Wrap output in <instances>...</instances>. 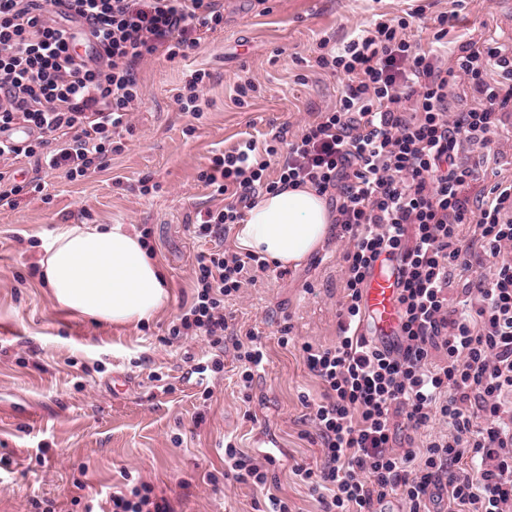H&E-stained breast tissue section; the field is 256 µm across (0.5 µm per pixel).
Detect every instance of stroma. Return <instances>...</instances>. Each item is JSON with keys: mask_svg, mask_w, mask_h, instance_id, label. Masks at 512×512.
I'll list each match as a JSON object with an SVG mask.
<instances>
[{"mask_svg": "<svg viewBox=\"0 0 512 512\" xmlns=\"http://www.w3.org/2000/svg\"><path fill=\"white\" fill-rule=\"evenodd\" d=\"M224 27L203 36L181 64L150 58L138 67L144 96L122 132L123 152L106 170L72 182L41 174L12 208H0V512L100 508L125 480L149 485L170 512H263L266 496L224 476L234 444L266 465L291 512H322L317 493L293 470L319 467L322 453L309 406L319 380L289 333L323 346L339 338L343 256L348 239L331 236L298 268L271 266L225 300L224 370L190 368L208 351L200 337L169 343L182 305L194 294L196 259L216 244L196 238L198 210L222 205L198 180L211 157L245 138L275 140L280 154L335 105L342 80L313 67L321 42L342 47L378 15H404L413 0H221ZM430 15L455 14L449 50L484 36L512 46V0H431ZM211 72L201 119L179 112L184 73ZM258 87L247 105L235 88ZM150 179L157 191L142 194ZM60 224L150 228L153 259L171 289L167 307L136 325L99 324L60 308L36 270ZM257 334L266 356L244 389L233 340ZM210 399H203V392Z\"/></svg>", "mask_w": 512, "mask_h": 512, "instance_id": "obj_1", "label": "stroma"}]
</instances>
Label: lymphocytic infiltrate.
Wrapping results in <instances>:
<instances>
[{
  "mask_svg": "<svg viewBox=\"0 0 512 512\" xmlns=\"http://www.w3.org/2000/svg\"><path fill=\"white\" fill-rule=\"evenodd\" d=\"M409 17L377 19L342 50L320 43L315 64L343 75L336 105L320 112L269 177L275 145L254 140L214 155L200 180L223 208L195 222L200 237L223 239L260 193L311 186L329 196L335 223L352 247L344 260L336 345L302 342L300 354L324 399L311 413L324 461L295 475L318 492L323 512H376L399 498L407 512H512V185L476 188L464 147L498 160L494 142L512 109V46L471 39L446 52L448 18L438 15L433 45L405 36ZM83 22L99 49L79 59L73 25ZM224 25L218 0H0V133L24 127L23 146L0 142V207L23 191V162L75 181L122 152L143 88L137 66L184 59L203 35ZM470 97L458 113L448 90ZM494 258L474 275L475 249ZM384 255L402 262L397 302L401 334L392 344L359 334L366 278ZM254 254L200 255L195 294L170 329L174 339L204 337L211 357L192 366L224 369L225 297L266 270ZM460 285L462 309L448 291ZM441 363H434V355ZM448 427L420 448L392 446L399 427L433 418ZM227 475L265 490L268 512H289L267 470L226 444Z\"/></svg>",
  "mask_w": 512,
  "mask_h": 512,
  "instance_id": "lymphocytic-infiltrate-1",
  "label": "lymphocytic infiltrate"
}]
</instances>
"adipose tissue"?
<instances>
[{"mask_svg": "<svg viewBox=\"0 0 512 512\" xmlns=\"http://www.w3.org/2000/svg\"><path fill=\"white\" fill-rule=\"evenodd\" d=\"M335 219L312 187L260 195L234 229L237 250L299 267L322 248ZM54 302L99 323L136 324L159 312L169 285L140 235L125 224H62L39 261Z\"/></svg>", "mask_w": 512, "mask_h": 512, "instance_id": "obj_1", "label": "adipose tissue"}]
</instances>
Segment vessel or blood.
I'll return each instance as SVG.
<instances>
[{
	"label": "vessel or blood",
	"instance_id": "1",
	"mask_svg": "<svg viewBox=\"0 0 512 512\" xmlns=\"http://www.w3.org/2000/svg\"><path fill=\"white\" fill-rule=\"evenodd\" d=\"M398 272L397 261L376 264L364 292L366 314L360 331L378 341H390L399 334Z\"/></svg>",
	"mask_w": 512,
	"mask_h": 512
}]
</instances>
